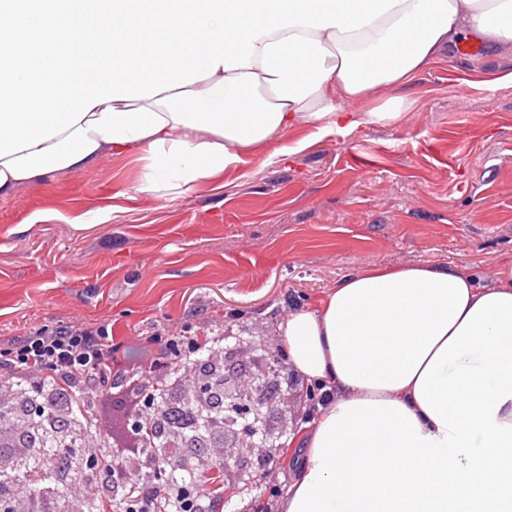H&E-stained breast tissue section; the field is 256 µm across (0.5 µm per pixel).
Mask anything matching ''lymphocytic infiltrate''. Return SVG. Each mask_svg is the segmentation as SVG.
Wrapping results in <instances>:
<instances>
[{
  "label": "lymphocytic infiltrate",
  "mask_w": 512,
  "mask_h": 512,
  "mask_svg": "<svg viewBox=\"0 0 512 512\" xmlns=\"http://www.w3.org/2000/svg\"><path fill=\"white\" fill-rule=\"evenodd\" d=\"M199 348L184 336L154 333L129 342H114L107 328L79 322L27 333L8 347L0 348V388L34 384L43 375L54 377L62 390L77 394L87 415V456L96 460V473L70 472L65 492L77 498L93 477L122 474L135 485L137 495L130 512H161L162 504L174 501L177 512H215L217 497L206 483L192 492L158 479L146 478L142 465L148 454L131 419L141 423L180 410L178 401L147 407L148 392L175 382L180 376L202 377L197 362Z\"/></svg>",
  "instance_id": "lymphocytic-infiltrate-1"
}]
</instances>
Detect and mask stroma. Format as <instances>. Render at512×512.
I'll list each match as a JSON object with an SVG mask.
<instances>
[{"mask_svg": "<svg viewBox=\"0 0 512 512\" xmlns=\"http://www.w3.org/2000/svg\"><path fill=\"white\" fill-rule=\"evenodd\" d=\"M511 64L488 44L458 51L377 91L403 98L397 119L295 128L171 201L137 191L128 158L0 199V345L70 321L118 341L185 331L218 339L247 376L280 348L285 310L352 271L449 263L492 282L512 263V85L488 79ZM299 407L278 377L268 441L298 432ZM300 450L225 449L219 512L267 500L255 477L269 461L288 486Z\"/></svg>", "mask_w": 512, "mask_h": 512, "instance_id": "35a3bbf8", "label": "stroma"}]
</instances>
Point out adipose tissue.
<instances>
[{
    "label": "adipose tissue",
    "mask_w": 512,
    "mask_h": 512,
    "mask_svg": "<svg viewBox=\"0 0 512 512\" xmlns=\"http://www.w3.org/2000/svg\"><path fill=\"white\" fill-rule=\"evenodd\" d=\"M512 55V0H0V198L106 157L172 200L299 125L395 120L462 42ZM333 397L280 512H512V265L351 272L281 326Z\"/></svg>",
    "instance_id": "1"
}]
</instances>
